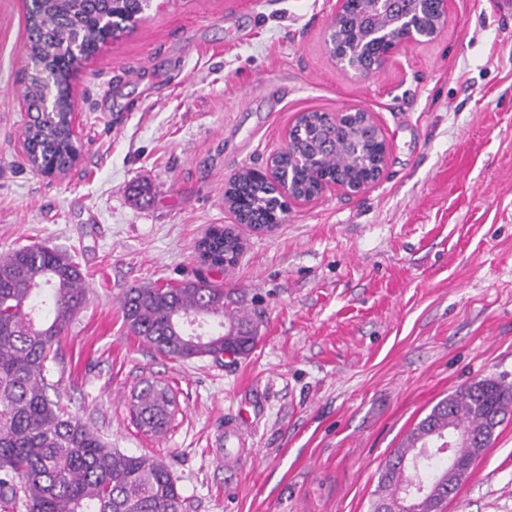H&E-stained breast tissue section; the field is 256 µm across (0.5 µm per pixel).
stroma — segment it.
I'll use <instances>...</instances> for the list:
<instances>
[{"label":"stroma","mask_w":512,"mask_h":512,"mask_svg":"<svg viewBox=\"0 0 512 512\" xmlns=\"http://www.w3.org/2000/svg\"><path fill=\"white\" fill-rule=\"evenodd\" d=\"M77 84L79 162L60 178L20 149L23 0H0V256L76 254L89 302L54 375L114 448L162 461L186 512H371L408 431L476 379L512 385V15L454 0L447 28L362 81L325 46L336 0H156ZM362 106L384 130L383 179L237 226L228 180L260 168L299 113ZM237 227L235 266L199 241ZM205 276L262 320L245 357L175 361L132 336L135 285ZM168 385V430L131 397ZM443 512H512V416ZM133 396L132 415L143 432L162 434L168 426L174 403L169 387L158 382L144 380Z\"/></svg>","instance_id":"stroma-1"}]
</instances>
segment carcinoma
I'll use <instances>...</instances> for the list:
<instances>
[{"instance_id":"obj_1","label":"carcinoma","mask_w":512,"mask_h":512,"mask_svg":"<svg viewBox=\"0 0 512 512\" xmlns=\"http://www.w3.org/2000/svg\"><path fill=\"white\" fill-rule=\"evenodd\" d=\"M149 8V0H32L27 6L26 52L48 66L23 73V95L36 107L30 140L32 160L71 169L68 133L70 70L95 55L107 40L129 32L128 21ZM360 21L351 13L337 34L357 60ZM54 108H43L46 95ZM334 123L313 112L293 128L295 150L317 155L324 167L350 171L338 129L336 152H324L321 133ZM227 201L252 222L274 211L273 188L240 171L225 192ZM212 267L233 265L240 238L230 228L211 230L200 243ZM79 263L68 252L32 244L0 258V505L24 497L27 512H185V498L161 461L115 449L80 417L67 411L58 383L49 379L50 364L76 315L89 301ZM235 292L205 277L176 285L132 286L121 310L129 332L156 353L172 360L243 357L255 347L259 321L237 310ZM214 321L219 330L200 338L197 322ZM55 398H50L49 392ZM169 387L145 380L133 396L132 415L143 432L163 433L172 414ZM512 413V385L474 381L437 402L406 434L381 470L372 507L394 505L409 492L400 512H438L467 477ZM459 433L466 437L448 458L421 456L432 441Z\"/></svg>"}]
</instances>
